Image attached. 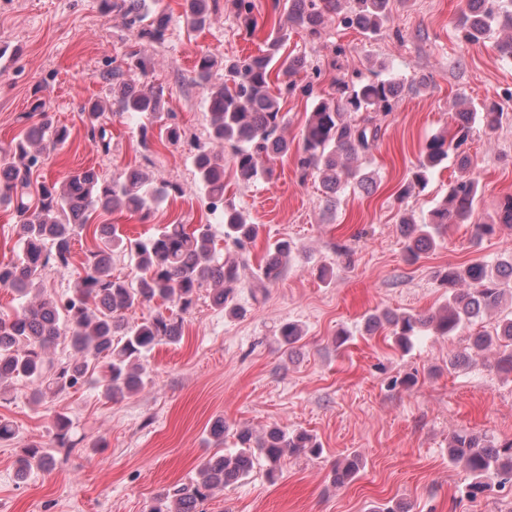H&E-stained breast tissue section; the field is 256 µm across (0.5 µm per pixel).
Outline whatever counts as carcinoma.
Masks as SVG:
<instances>
[{
    "mask_svg": "<svg viewBox=\"0 0 512 512\" xmlns=\"http://www.w3.org/2000/svg\"><path fill=\"white\" fill-rule=\"evenodd\" d=\"M100 4L106 15L122 13L130 25L139 28L140 38L164 41L168 20L150 15L144 9V0H100ZM221 6L233 14L246 33L255 30L252 0H184V18L191 28H203ZM333 15L349 28L366 36L375 35L390 20L391 0H288L285 19L274 24L260 53L222 60L203 53L194 66L191 81L206 93L210 131L207 142L194 145L191 159L199 189L208 199V211L223 226L225 246L238 253L256 241L260 225L249 222L234 202L224 199V154H229L239 181L248 184L271 178L268 162L290 150L280 97L269 93L271 73L276 70L287 78L285 94L299 91L312 95L311 83L300 85L296 80L310 67L308 58L285 54L283 48L294 30L305 33L311 41L320 38L326 20ZM504 29L509 35L498 48L511 59L512 4L495 0L489 6L486 0H466V10L457 25L461 41L478 43L493 31ZM221 67L224 83L216 85L212 78ZM102 78L110 85L114 113L138 118L145 112L160 111L163 86L138 88L124 79L119 68L104 73ZM423 86L422 80L401 82L383 63L367 77L358 73L351 81L337 79L336 95L315 97L304 127L302 144L295 154L301 179L317 178L333 207L348 186L372 183L361 170L349 166V159L371 153L382 120L393 111L401 94L406 90L417 92ZM29 117L34 122L24 137L0 153V204L13 206L19 217L15 225L19 257L0 265V287L11 289L20 300L13 314L0 316V386L25 379L35 384L37 396L60 395L97 370L102 394L117 401L144 387L143 360L156 345L180 341L183 315L190 311L202 288L211 289L215 306L234 316L240 313L233 294L240 262L236 258L219 260L210 224H198L191 230L183 224H166L144 239L125 237L116 226L104 224L99 229L101 246L89 252L83 275L69 294L58 299L43 293L36 287L42 272L68 267L72 243L82 236L92 214L126 209L145 219L169 196V191L181 193L183 189L168 182L155 185L137 170L108 180L95 168L86 167L61 181H42L33 193L30 175L41 162L43 142L49 139L61 144L68 138V131L54 124L41 103L33 105ZM86 118L91 137L105 141L110 117L103 105L90 102ZM508 118L503 106L495 101L483 104L478 111L467 106L456 113L453 133L435 134L427 140L408 182L399 188V197H407L415 187H425L434 170L450 157L455 160L458 176L422 222L405 211L400 213L398 223L408 262H416L423 252L436 246L448 225L466 224L472 219L481 193L479 181L470 174L472 159L467 151L472 122L477 119L493 130ZM504 227L512 229V196L497 217L475 225L476 237L492 236ZM296 250L295 243L286 238L268 245L258 265L257 287L266 288L279 281ZM118 252L135 261L139 272L136 281L112 275V256ZM436 278L448 288L447 302L437 315L371 314L367 318L369 329L388 325L396 346L407 352L416 337L425 332L454 336L472 326L484 312L498 309L503 316L496 326L478 332L471 347L478 352L496 351L497 369L512 373V304H507V298H512V263L498 262L493 273L481 263L450 265L437 271ZM154 302L170 303L174 310L141 321L131 319L136 308ZM278 335L291 348L301 339L303 330L299 324L288 322L278 328ZM60 343L69 350V357L49 371L46 356ZM52 432L54 446L25 449L17 460L19 477L35 469L54 470L60 462L58 453L63 450L68 454L76 447L67 415L56 414ZM211 435L217 442L232 436L235 450L215 451L203 457L196 466V477L187 485L159 492L148 512H200V505L216 492L249 477L260 458L267 464V477L273 480L285 455L322 452L310 434L278 427L257 437L248 428L232 431L224 420L217 419ZM448 453L470 473L466 497L472 500L504 480H512V439L500 443L483 433H458L450 439ZM360 470L361 461L354 455L333 467L331 482L335 486L348 484Z\"/></svg>",
    "mask_w": 512,
    "mask_h": 512,
    "instance_id": "cac0c4a2",
    "label": "carcinoma"
}]
</instances>
